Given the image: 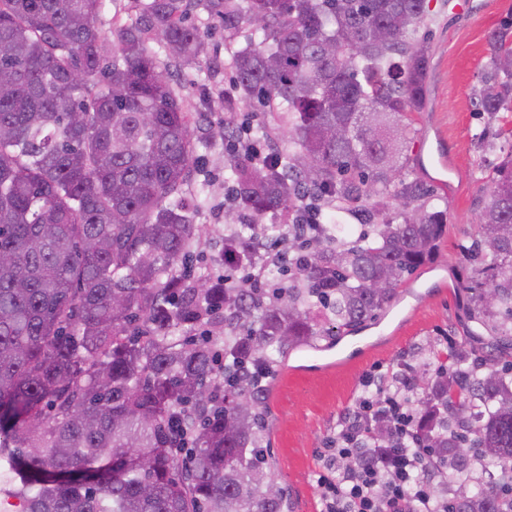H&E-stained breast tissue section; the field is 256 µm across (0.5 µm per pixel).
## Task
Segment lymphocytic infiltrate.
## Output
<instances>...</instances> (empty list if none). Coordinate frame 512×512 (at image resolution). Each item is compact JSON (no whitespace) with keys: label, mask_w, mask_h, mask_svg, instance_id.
Here are the masks:
<instances>
[{"label":"lymphocytic infiltrate","mask_w":512,"mask_h":512,"mask_svg":"<svg viewBox=\"0 0 512 512\" xmlns=\"http://www.w3.org/2000/svg\"><path fill=\"white\" fill-rule=\"evenodd\" d=\"M389 421L398 447L378 450L367 444L375 416ZM413 416L404 393L376 402L363 399L344 418L334 448L328 449L317 478L322 512H447L425 476L434 458L425 448L408 447Z\"/></svg>","instance_id":"lymphocytic-infiltrate-1"}]
</instances>
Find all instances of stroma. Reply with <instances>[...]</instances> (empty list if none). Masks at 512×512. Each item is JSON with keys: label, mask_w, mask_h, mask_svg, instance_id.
I'll return each mask as SVG.
<instances>
[{"label": "stroma", "mask_w": 512, "mask_h": 512, "mask_svg": "<svg viewBox=\"0 0 512 512\" xmlns=\"http://www.w3.org/2000/svg\"><path fill=\"white\" fill-rule=\"evenodd\" d=\"M430 9L428 99L415 118L421 138L437 141L450 157L452 169L444 184L425 173L420 179L447 208L448 227L430 263L402 286L405 305L415 308L412 315L390 310L332 345L325 357L341 361V369L328 371L304 362L303 351L297 350L287 360L295 375L276 374L267 401L270 452L277 484L291 492L292 512H320L316 476L323 467V450L361 398L375 396V389L364 386L367 377L385 382L406 361L435 367V355L425 352L430 345L443 350L452 341L476 351L485 348L476 335L477 325L463 318L456 280L463 269L460 245L474 232V217L486 200L483 178L500 157L498 141L476 139L488 125L476 101L479 74L488 61V35L512 18V0H430ZM190 21L205 33L209 55L201 63L181 67L173 82L184 108L205 117L194 130L199 166L192 187L198 192L195 222L200 233L192 257L195 273L217 280L223 278L224 267L214 262L213 255L224 242L227 222L218 207L230 181L220 135L224 106L211 88L224 78L229 50L245 44L252 30L245 27L228 35L220 17L201 9L191 14Z\"/></svg>", "instance_id": "35a3bbf8"}]
</instances>
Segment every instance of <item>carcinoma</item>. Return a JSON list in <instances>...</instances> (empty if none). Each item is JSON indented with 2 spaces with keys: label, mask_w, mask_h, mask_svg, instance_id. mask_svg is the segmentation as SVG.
I'll list each match as a JSON object with an SVG mask.
<instances>
[{
  "label": "carcinoma",
  "mask_w": 512,
  "mask_h": 512,
  "mask_svg": "<svg viewBox=\"0 0 512 512\" xmlns=\"http://www.w3.org/2000/svg\"><path fill=\"white\" fill-rule=\"evenodd\" d=\"M103 3L0 0V498L20 512H286L266 455L278 357L386 312L445 232L447 211L410 170L429 0H148L108 37ZM195 7L262 35L231 60L234 223L215 256L251 268L260 239L288 244L282 278L262 288L185 270L199 234L194 117L147 42L167 46L170 67L199 61ZM481 82L482 111L512 112L507 23ZM251 104L288 129V149L260 165L233 147ZM496 137L458 288L468 318L511 351L512 128ZM324 207L358 221L354 237L310 221ZM448 360L430 379L409 370L426 407L415 439L453 469L451 512H512V360L462 347ZM370 438L396 447L384 425ZM477 465L495 473L474 492Z\"/></svg>",
  "instance_id": "carcinoma-1"
}]
</instances>
